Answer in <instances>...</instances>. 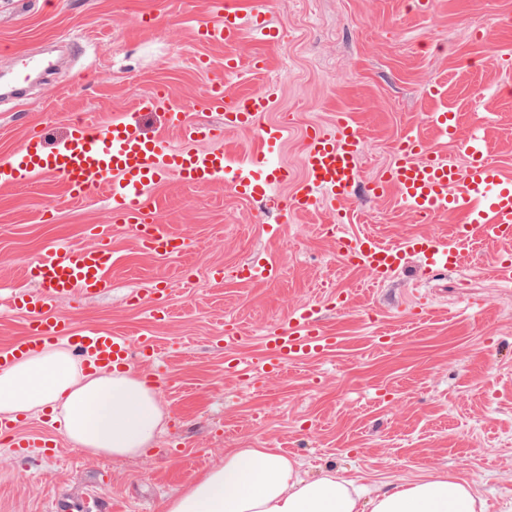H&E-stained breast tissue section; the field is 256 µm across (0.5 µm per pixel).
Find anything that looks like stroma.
Here are the masks:
<instances>
[{
    "mask_svg": "<svg viewBox=\"0 0 512 512\" xmlns=\"http://www.w3.org/2000/svg\"><path fill=\"white\" fill-rule=\"evenodd\" d=\"M267 2L281 40L266 47L247 33L228 48L194 38L212 17L209 0H0L1 74L14 69L16 51L60 49L50 76L23 98L0 99V159L34 128L55 138L77 116L102 124L163 88L189 120L222 129L217 146L243 167L260 146V127L285 118L288 137L272 162L303 176L306 128H331L337 114L350 113L366 142L363 179L379 177L409 134L458 155L479 135L512 175V0H435L425 12L410 0ZM260 51L270 59L264 71L250 66ZM229 54L240 61L231 77ZM200 57L207 68L197 67ZM219 82L236 95L276 87L271 111L255 126L225 129L220 113L193 108ZM446 110L460 116L452 142L427 122ZM154 193L162 223L190 238V250L151 256L130 231H118L111 290L63 300L58 313L81 331L154 337L157 361L136 355L130 367L157 388L166 425L146 456L116 460L87 456L47 417L25 419L24 428L55 442L59 457L13 453L0 440V512H49L53 502L88 495L104 512H158L230 448H272L308 476L332 470L373 487L452 475L476 487L486 512H512V284L494 274L512 242H462L439 275L411 255L375 286L365 271L343 266L325 235L334 213L317 207L284 218L287 185L256 201L221 183L193 187L172 177ZM346 207L351 221L342 232L386 244L445 236L464 221L418 223L391 194L357 195ZM110 221L104 187L72 201L57 178L0 186V346L25 333L27 316L11 300L38 288L27 264L59 241L92 245L88 226ZM269 259L280 267L275 281H240V267ZM215 268L224 280L212 278ZM160 279L169 315L154 322L130 297ZM305 304L319 306L339 336L335 350L287 365L259 390L226 372L225 325L241 332L237 355L250 362L265 333Z\"/></svg>",
    "mask_w": 512,
    "mask_h": 512,
    "instance_id": "35a3bbf8",
    "label": "stroma"
}]
</instances>
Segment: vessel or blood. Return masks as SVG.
<instances>
[{"label":"vessel or blood","mask_w":512,"mask_h":512,"mask_svg":"<svg viewBox=\"0 0 512 512\" xmlns=\"http://www.w3.org/2000/svg\"><path fill=\"white\" fill-rule=\"evenodd\" d=\"M219 19L198 27L196 38L208 44L231 45L241 35L243 18H250L259 43L279 41L281 33L267 19L263 0L243 6L241 0H212ZM40 57L18 56L11 77L14 87H22L31 73L43 69ZM272 90L254 92L241 98L229 97L223 84H214L195 102L199 112H220L224 125L233 129L254 125L270 111ZM149 112H164L171 126L180 133L179 142L164 137H146L140 132V119ZM288 131L287 124L263 126L262 146L252 156L247 169L236 170L220 150H200L196 144L213 136L203 123L185 121L182 107L166 90L142 95L132 111L115 115L109 122L96 124L73 120L68 133L54 145H47L42 134H30L16 151L0 161L1 185H24L47 176L63 180L71 199L89 198L101 185H109L115 222L123 223L144 252L159 256L182 253L183 237L160 224L157 203L151 188L176 176L195 185L227 183L244 198L265 194L271 183L287 184L291 194L283 205L293 215L314 207L335 210L339 221H346L344 203L359 192L371 196L395 194L419 219L430 222L443 215L459 214L464 223L452 234L406 238L394 246L382 245L374 236L342 235L337 249L343 262L366 271L373 282H381L400 269L407 255L418 256L428 269H441L451 263L460 240L481 235L492 241L512 239V177L489 158L481 139L471 140L464 156L436 152L425 139L407 136L381 178L364 181L360 162L365 148L361 129L351 114H340L334 132L313 127L305 135L304 177L297 178L288 168L274 167L269 157ZM112 224L90 228L93 245L74 248L53 245L42 251L27 271L40 289L16 297V309L29 314L27 334L0 347V369L23 353L47 342L66 339L79 356L98 368L126 364L132 357L129 339L104 331H77L57 315L62 298L96 294L110 288L111 273L118 262L112 249ZM242 341L233 331L224 333L228 368H243L254 380L279 373L289 363L301 362L334 350L339 338L317 317L315 307L291 312L264 340L262 355L245 364L234 349ZM0 435L12 439L14 451L38 448L50 452L52 445L40 433L20 429L0 419Z\"/></svg>","instance_id":"obj_1"}]
</instances>
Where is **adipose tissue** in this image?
<instances>
[{
  "label": "adipose tissue",
  "mask_w": 512,
  "mask_h": 512,
  "mask_svg": "<svg viewBox=\"0 0 512 512\" xmlns=\"http://www.w3.org/2000/svg\"><path fill=\"white\" fill-rule=\"evenodd\" d=\"M49 414L93 456L133 459L154 447L168 413L132 369L84 367L65 343H46L0 370V416ZM471 485L431 475L363 500L355 482L329 471L308 479L270 448H231L222 464L165 500L160 512H483Z\"/></svg>",
  "instance_id": "adipose-tissue-1"
}]
</instances>
